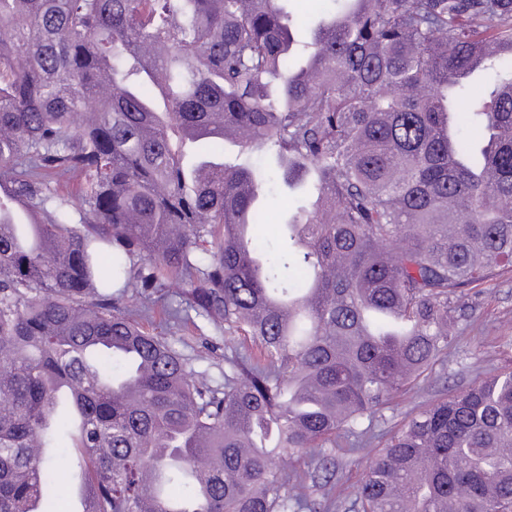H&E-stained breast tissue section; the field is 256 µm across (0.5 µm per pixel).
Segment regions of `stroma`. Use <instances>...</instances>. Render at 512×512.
<instances>
[{"label": "stroma", "mask_w": 512, "mask_h": 512, "mask_svg": "<svg viewBox=\"0 0 512 512\" xmlns=\"http://www.w3.org/2000/svg\"><path fill=\"white\" fill-rule=\"evenodd\" d=\"M456 305L457 340L443 365L420 389L395 397L389 409L377 416L378 428L394 427L423 404L512 366V268L500 271L482 285L465 288ZM143 325L166 337L185 358L192 360L196 371L206 373L212 384L223 383L224 335L208 322L200 319L188 327L173 324L157 308ZM374 454L371 447L350 457L340 449H328L325 479L308 490L315 505L313 512H323L321 504L330 498L336 502L334 512H348L354 488Z\"/></svg>", "instance_id": "obj_1"}]
</instances>
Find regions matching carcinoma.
I'll return each instance as SVG.
<instances>
[{"instance_id":"obj_1","label":"carcinoma","mask_w":512,"mask_h":512,"mask_svg":"<svg viewBox=\"0 0 512 512\" xmlns=\"http://www.w3.org/2000/svg\"><path fill=\"white\" fill-rule=\"evenodd\" d=\"M281 2L0 0V512L75 474L84 512H305L340 438L383 441L353 512H512V367L374 425L512 266V0H333L299 45ZM228 132L313 185L276 252L260 173L173 141ZM173 279L222 386L137 322Z\"/></svg>"}]
</instances>
